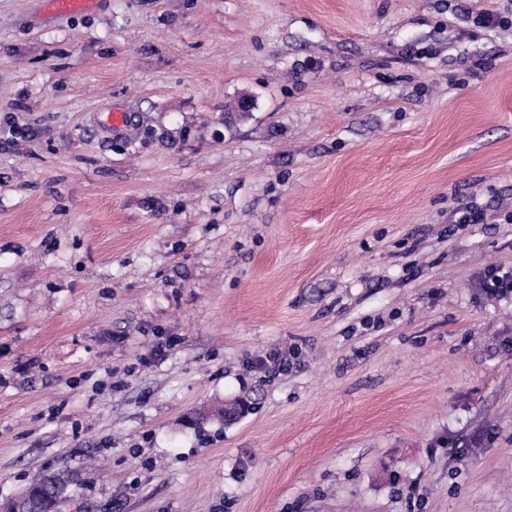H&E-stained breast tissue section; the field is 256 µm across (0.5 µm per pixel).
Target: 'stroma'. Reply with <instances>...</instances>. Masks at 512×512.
Masks as SVG:
<instances>
[{"label": "stroma", "instance_id": "obj_1", "mask_svg": "<svg viewBox=\"0 0 512 512\" xmlns=\"http://www.w3.org/2000/svg\"><path fill=\"white\" fill-rule=\"evenodd\" d=\"M490 268L512 0H0V512H512ZM46 12L54 15H72L91 11L98 0H41ZM68 480L61 479L55 475L42 477L28 488V495L18 504L30 502L31 511L53 512L57 505L68 495Z\"/></svg>", "mask_w": 512, "mask_h": 512}]
</instances>
